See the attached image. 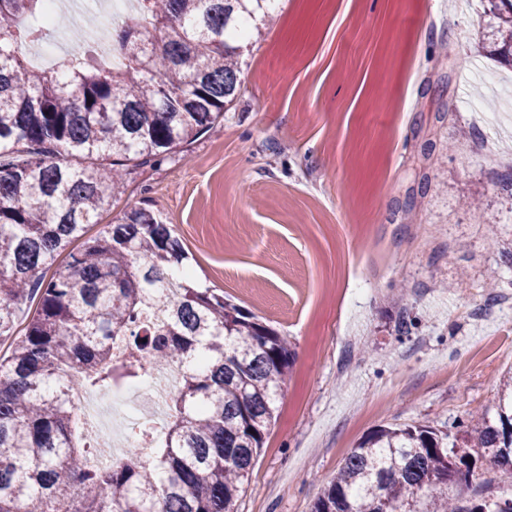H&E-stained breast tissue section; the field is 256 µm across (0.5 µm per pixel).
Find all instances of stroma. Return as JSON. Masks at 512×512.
Masks as SVG:
<instances>
[{
    "label": "stroma",
    "mask_w": 512,
    "mask_h": 512,
    "mask_svg": "<svg viewBox=\"0 0 512 512\" xmlns=\"http://www.w3.org/2000/svg\"><path fill=\"white\" fill-rule=\"evenodd\" d=\"M483 9L285 0L223 119L127 167L99 215L159 213L196 282L290 344L238 512H311L373 430L495 410L512 370V96L481 73L512 81V65L490 56Z\"/></svg>",
    "instance_id": "stroma-1"
}]
</instances>
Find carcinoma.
<instances>
[{
  "label": "carcinoma",
  "mask_w": 512,
  "mask_h": 512,
  "mask_svg": "<svg viewBox=\"0 0 512 512\" xmlns=\"http://www.w3.org/2000/svg\"><path fill=\"white\" fill-rule=\"evenodd\" d=\"M135 2L125 22L90 17L119 63L96 64L75 29L60 71L31 66L22 50L51 34L47 0H0V338L11 339L0 357V512H237L288 375L284 337L215 289L169 275L190 257L155 211L134 208L86 236L121 193L120 167L224 115L243 31L269 16L268 0ZM488 2L491 55L512 63V0ZM170 363L183 367L173 414L159 430L139 425L149 457L114 460L103 442L76 439L72 389L110 393ZM458 427L372 431L311 512H512V498L463 495L479 463L512 471V376L494 416Z\"/></svg>",
  "instance_id": "cac0c4a2"
}]
</instances>
